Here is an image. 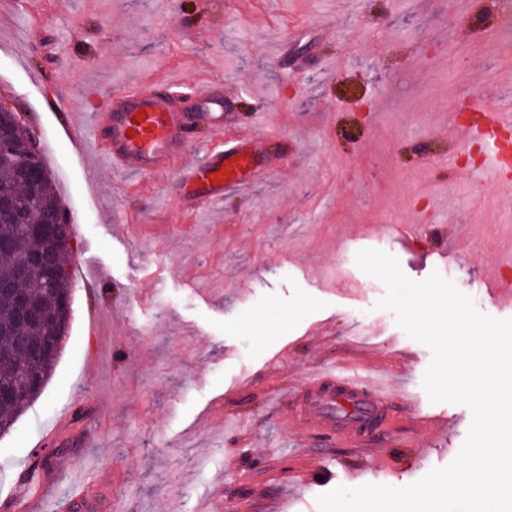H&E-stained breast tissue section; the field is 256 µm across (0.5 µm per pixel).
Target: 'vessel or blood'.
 I'll return each mask as SVG.
<instances>
[{
	"label": "vessel or blood",
	"instance_id": "1",
	"mask_svg": "<svg viewBox=\"0 0 512 512\" xmlns=\"http://www.w3.org/2000/svg\"><path fill=\"white\" fill-rule=\"evenodd\" d=\"M226 110L219 85L197 93L191 106L171 83L162 91L150 84L114 89L96 113L94 143L112 167L161 178L188 151L196 129L208 130L213 145L205 161L176 176L186 191L185 202L200 209L221 198L225 188L248 189L282 159L267 152L264 140L231 133ZM484 148L497 187L512 189V160L494 136H485ZM303 388L312 395L303 421L323 444L365 448L395 425L381 386L359 374L335 368L306 381ZM91 483L87 476L72 484L70 493L56 500L55 512H69L72 503L85 498ZM44 485L38 459H30L14 476L13 497L0 500V512H14L17 500L38 498Z\"/></svg>",
	"mask_w": 512,
	"mask_h": 512
}]
</instances>
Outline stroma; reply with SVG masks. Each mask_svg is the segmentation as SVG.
<instances>
[{
  "instance_id": "1",
  "label": "stroma",
  "mask_w": 512,
  "mask_h": 512,
  "mask_svg": "<svg viewBox=\"0 0 512 512\" xmlns=\"http://www.w3.org/2000/svg\"><path fill=\"white\" fill-rule=\"evenodd\" d=\"M502 0H21L0 21V99L36 137L82 222L70 323L43 393L0 435V494L47 426L51 512L94 462L85 512H319L336 487H405L458 456L472 422L422 387L433 353L407 335L355 257L432 273L475 308L512 277V195L464 166L448 112L512 99L494 33ZM157 78L184 93L223 80L235 129L290 144L248 192L185 209L167 182L76 153L46 95L90 137L99 96ZM104 359L99 378L86 379ZM386 376L396 425L367 448H323L277 392L327 364Z\"/></svg>"
}]
</instances>
